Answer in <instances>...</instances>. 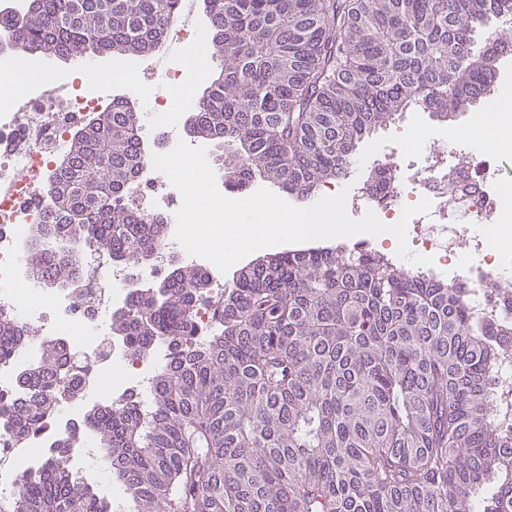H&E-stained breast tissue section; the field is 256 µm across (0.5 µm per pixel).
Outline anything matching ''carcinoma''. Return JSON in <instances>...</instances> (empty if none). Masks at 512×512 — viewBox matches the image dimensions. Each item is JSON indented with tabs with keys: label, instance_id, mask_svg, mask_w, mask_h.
I'll return each instance as SVG.
<instances>
[{
	"label": "carcinoma",
	"instance_id": "cac0c4a2",
	"mask_svg": "<svg viewBox=\"0 0 512 512\" xmlns=\"http://www.w3.org/2000/svg\"><path fill=\"white\" fill-rule=\"evenodd\" d=\"M213 37L191 134L224 145L225 189L260 179L297 201L347 177L357 145L400 112L452 123L495 96L512 0H205ZM178 0H38L0 12V48L145 55ZM140 116L117 98L71 140L64 196L29 229L32 269L67 283L95 243L143 266L168 225L126 208L150 163ZM207 270L179 266L112 317L130 356L165 350L150 406L107 397L23 470L13 512H112L73 467L90 436L127 512H512V321L477 314L471 289L419 276L385 255L280 252L239 269L213 305ZM17 393L0 430L37 434L61 393V343L0 311V365Z\"/></svg>",
	"mask_w": 512,
	"mask_h": 512
}]
</instances>
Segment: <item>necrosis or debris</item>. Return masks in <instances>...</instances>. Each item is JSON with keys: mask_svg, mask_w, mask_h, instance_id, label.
<instances>
[{"mask_svg": "<svg viewBox=\"0 0 512 512\" xmlns=\"http://www.w3.org/2000/svg\"><path fill=\"white\" fill-rule=\"evenodd\" d=\"M150 68L156 83L141 96L146 107L143 126L151 130L154 141L168 148L179 137L172 122L178 104L171 88L181 82L184 69L167 65L161 57ZM116 95L112 86L74 77L55 87L33 80L21 96H0V309L20 323L37 325L42 336L61 341L67 350L93 359L82 382L84 392L118 397L135 386L145 396L154 361L132 359L121 341L107 334L105 322L110 313L129 303L133 284L163 277L165 263L133 273L115 267L108 253L101 251L91 264L82 266L78 277L54 288L26 274L22 247L30 225L42 220L39 186L64 152L71 131L92 112L111 106ZM456 175L463 179L467 197L464 205L452 207L448 180ZM423 198L431 202L429 212L410 220L416 251L435 253L440 277L473 289L476 310L512 320V253L492 250L474 230L478 224L499 223L507 206L498 157L453 148L391 183H364L351 203L393 224L405 206ZM181 199L170 182L156 180L146 170L129 181L125 195L130 207L168 224L175 223L174 204ZM465 250L475 262L456 268L453 260ZM72 409L71 400L61 399L56 416L31 444L19 447L9 436H0V512H11L21 463L34 461V448L58 435L70 422Z\"/></svg>", "mask_w": 512, "mask_h": 512, "instance_id": "4bbe7bcc", "label": "necrosis or debris"}]
</instances>
